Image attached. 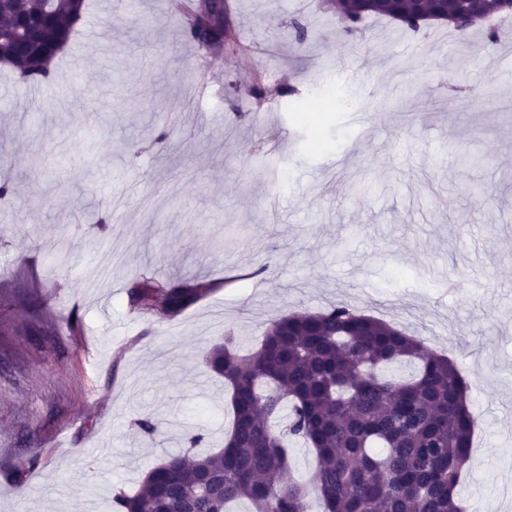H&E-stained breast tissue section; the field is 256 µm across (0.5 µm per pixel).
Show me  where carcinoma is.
<instances>
[{
  "label": "carcinoma",
  "instance_id": "1",
  "mask_svg": "<svg viewBox=\"0 0 512 512\" xmlns=\"http://www.w3.org/2000/svg\"><path fill=\"white\" fill-rule=\"evenodd\" d=\"M85 0H0V61L39 85L62 42L70 39ZM190 35L201 46L224 44V0H183ZM344 31L371 16L413 31L424 20L406 0H353L337 9ZM456 31L467 15L500 14L495 0H448ZM255 78L258 99L283 95ZM212 292L194 280L143 277L129 289L137 312L175 318ZM207 369L231 391L232 429L224 447L167 454L132 492L112 496V512H308L316 494L324 512H463L455 489L470 459L474 419L463 407L469 384L448 357L396 327L345 304L271 320L259 348L234 351V338L211 345ZM412 363L407 378L390 374ZM312 447L308 482L287 477L289 444Z\"/></svg>",
  "mask_w": 512,
  "mask_h": 512
}]
</instances>
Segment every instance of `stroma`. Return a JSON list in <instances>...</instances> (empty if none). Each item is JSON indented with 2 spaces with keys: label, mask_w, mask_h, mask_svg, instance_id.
Returning <instances> with one entry per match:
<instances>
[{
  "label": "stroma",
  "mask_w": 512,
  "mask_h": 512,
  "mask_svg": "<svg viewBox=\"0 0 512 512\" xmlns=\"http://www.w3.org/2000/svg\"><path fill=\"white\" fill-rule=\"evenodd\" d=\"M174 2L87 0L38 106L0 66V512H109L192 436L221 446L205 348L337 304L457 364L475 419L457 496L512 512V35L464 51L384 17L346 33L317 0H228L239 46L217 53ZM297 21L320 40L295 46ZM260 74L293 94L252 98ZM336 87L312 133L300 107ZM144 275L215 289L147 319Z\"/></svg>",
  "instance_id": "1"
}]
</instances>
